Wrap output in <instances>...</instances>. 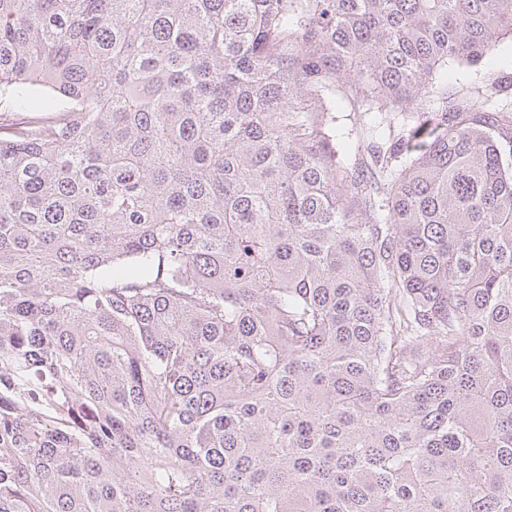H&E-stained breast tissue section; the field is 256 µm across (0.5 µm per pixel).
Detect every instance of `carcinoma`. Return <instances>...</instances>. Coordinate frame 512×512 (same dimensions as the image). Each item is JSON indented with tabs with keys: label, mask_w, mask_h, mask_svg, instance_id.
<instances>
[{
	"label": "carcinoma",
	"mask_w": 512,
	"mask_h": 512,
	"mask_svg": "<svg viewBox=\"0 0 512 512\" xmlns=\"http://www.w3.org/2000/svg\"><path fill=\"white\" fill-rule=\"evenodd\" d=\"M512 0H0V512H512ZM434 114L345 166L336 103ZM512 78V38L498 39L492 53L476 65L448 62V91L466 93L483 100V93L494 80Z\"/></svg>",
	"instance_id": "1"
}]
</instances>
